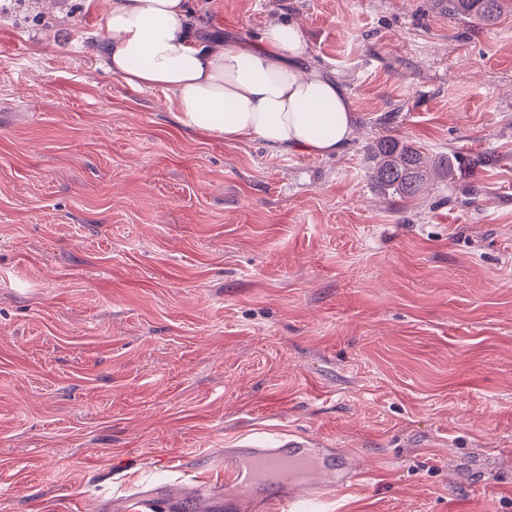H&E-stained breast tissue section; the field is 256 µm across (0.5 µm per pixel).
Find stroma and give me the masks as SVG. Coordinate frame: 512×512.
<instances>
[{
	"label": "stroma",
	"instance_id": "1",
	"mask_svg": "<svg viewBox=\"0 0 512 512\" xmlns=\"http://www.w3.org/2000/svg\"><path fill=\"white\" fill-rule=\"evenodd\" d=\"M189 6L248 46L299 22L356 134L320 157L183 127L108 70L99 0H0V512L216 481L289 431L358 451L331 512H512V14ZM385 135L464 162L385 196Z\"/></svg>",
	"mask_w": 512,
	"mask_h": 512
}]
</instances>
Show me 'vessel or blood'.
<instances>
[{"mask_svg": "<svg viewBox=\"0 0 512 512\" xmlns=\"http://www.w3.org/2000/svg\"><path fill=\"white\" fill-rule=\"evenodd\" d=\"M353 454L306 435L282 434L273 442L246 437L224 451L223 481L189 483L179 492L152 480L112 493V512H327L336 492L358 476Z\"/></svg>", "mask_w": 512, "mask_h": 512, "instance_id": "vessel-or-blood-1", "label": "vessel or blood"}]
</instances>
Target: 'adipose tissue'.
I'll return each mask as SVG.
<instances>
[{
    "instance_id": "adipose-tissue-1",
    "label": "adipose tissue",
    "mask_w": 512,
    "mask_h": 512,
    "mask_svg": "<svg viewBox=\"0 0 512 512\" xmlns=\"http://www.w3.org/2000/svg\"><path fill=\"white\" fill-rule=\"evenodd\" d=\"M188 0H104L98 24L114 76L158 88L188 128L226 142L336 155L353 138L354 115L337 82L303 67L307 46L293 21L270 23L258 45H212L187 25Z\"/></svg>"
}]
</instances>
